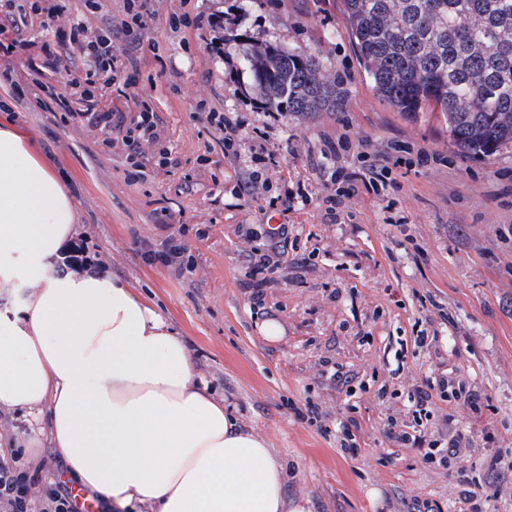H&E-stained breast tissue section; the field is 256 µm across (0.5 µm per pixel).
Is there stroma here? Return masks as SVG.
<instances>
[{"label":"stroma","mask_w":512,"mask_h":512,"mask_svg":"<svg viewBox=\"0 0 512 512\" xmlns=\"http://www.w3.org/2000/svg\"><path fill=\"white\" fill-rule=\"evenodd\" d=\"M61 4L53 29L33 18L14 37L52 42L79 65L70 19L108 28L125 0H102L93 14L82 0ZM153 9L143 26L113 32L114 46L138 45L139 61L117 72L106 94L132 117L136 106L118 90L142 91L168 167L147 147L144 175L132 177L116 131L80 119L77 99L61 109L51 96L63 92L62 79L30 71L25 53L8 58L14 84L0 82V122L26 131L70 192L80 241L183 337L197 374L274 449L289 499L304 498L307 512H470L474 494L482 512H512V147L461 158L440 112L403 114L382 101L346 34L341 0H155ZM184 10L223 16V53L208 30L170 28L169 15ZM265 44L318 57L336 84L335 109L272 124L252 108L244 57ZM211 112L239 118L236 158L225 157ZM256 127L272 152L260 164L249 151ZM343 136L370 154L400 142L438 161L395 166L396 189L359 192L332 224L323 199L342 187V169L358 164L355 152L330 154ZM255 171L270 182L261 196L239 189ZM287 189L305 195L288 211L278 202ZM396 215L405 223H393ZM271 224L286 225V238L270 239ZM169 239L184 247L191 270L145 260ZM261 256L283 263L257 301L248 273ZM271 320L282 327L275 340L261 330ZM447 375L475 402L438 398L428 418H416L409 394ZM458 425L471 443L444 466L388 434H421L443 448ZM35 427L0 410V434L18 442L16 467L32 477L37 507L50 483L77 484L50 445L29 460L22 444ZM348 432L359 445L354 456L342 449ZM493 453L502 462L491 471Z\"/></svg>","instance_id":"stroma-1"}]
</instances>
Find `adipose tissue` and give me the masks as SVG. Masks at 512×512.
Wrapping results in <instances>:
<instances>
[{"mask_svg": "<svg viewBox=\"0 0 512 512\" xmlns=\"http://www.w3.org/2000/svg\"><path fill=\"white\" fill-rule=\"evenodd\" d=\"M76 207L0 124V409L48 422L84 489L118 512H304L253 428L225 412L169 322L118 277L62 268Z\"/></svg>", "mask_w": 512, "mask_h": 512, "instance_id": "adipose-tissue-1", "label": "adipose tissue"}]
</instances>
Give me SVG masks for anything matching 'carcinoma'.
Here are the masks:
<instances>
[{"label": "carcinoma", "mask_w": 512, "mask_h": 512, "mask_svg": "<svg viewBox=\"0 0 512 512\" xmlns=\"http://www.w3.org/2000/svg\"><path fill=\"white\" fill-rule=\"evenodd\" d=\"M348 35L392 108L442 112L461 157L512 146V0H343ZM245 61L256 94L286 115L336 107L317 57L259 47Z\"/></svg>", "instance_id": "carcinoma-1"}]
</instances>
